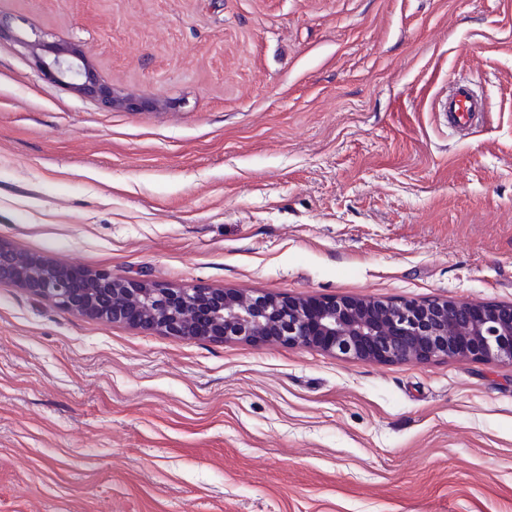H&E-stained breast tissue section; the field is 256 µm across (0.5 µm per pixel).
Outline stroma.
I'll return each mask as SVG.
<instances>
[{
  "mask_svg": "<svg viewBox=\"0 0 512 512\" xmlns=\"http://www.w3.org/2000/svg\"><path fill=\"white\" fill-rule=\"evenodd\" d=\"M0 242L172 287L512 304V0H0ZM467 79L485 111L452 130ZM0 512H512V365L177 340L0 281ZM14 18L0 14V36L8 34L32 56L37 68L49 80L69 87L95 101L106 111L140 112L156 109L160 99L135 98L101 82L91 59L76 45L46 43L39 36L28 40L13 32Z\"/></svg>",
  "mask_w": 512,
  "mask_h": 512,
  "instance_id": "35a3bbf8",
  "label": "stroma"
}]
</instances>
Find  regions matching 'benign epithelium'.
<instances>
[{"mask_svg":"<svg viewBox=\"0 0 512 512\" xmlns=\"http://www.w3.org/2000/svg\"><path fill=\"white\" fill-rule=\"evenodd\" d=\"M8 34L49 80L95 101L106 111L140 112L164 105L135 98L101 82L91 59L76 45ZM22 284L34 296L102 323L153 327L177 339L248 342L273 340L320 345L363 360L424 363L437 357L512 363V305L433 300L382 302L251 295L216 288H167L110 272L87 273L44 265L0 242V281Z\"/></svg>","mask_w":512,"mask_h":512,"instance_id":"7a95c632","label":"benign epithelium"}]
</instances>
